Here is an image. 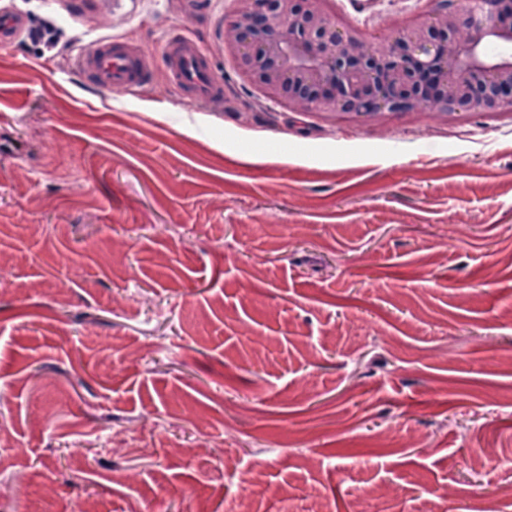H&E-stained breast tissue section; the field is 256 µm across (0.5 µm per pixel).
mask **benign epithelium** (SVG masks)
Returning <instances> with one entry per match:
<instances>
[{"label": "benign epithelium", "instance_id": "obj_1", "mask_svg": "<svg viewBox=\"0 0 512 512\" xmlns=\"http://www.w3.org/2000/svg\"><path fill=\"white\" fill-rule=\"evenodd\" d=\"M224 31L265 97L302 112L512 111V0H440L430 22L372 39L327 0H236Z\"/></svg>", "mask_w": 512, "mask_h": 512}]
</instances>
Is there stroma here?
I'll list each match as a JSON object with an SVG mask.
<instances>
[{"instance_id": "1", "label": "stroma", "mask_w": 512, "mask_h": 512, "mask_svg": "<svg viewBox=\"0 0 512 512\" xmlns=\"http://www.w3.org/2000/svg\"><path fill=\"white\" fill-rule=\"evenodd\" d=\"M0 1V512H512V112L272 102L235 0ZM436 5L326 8L395 36ZM175 29L221 99L169 83ZM114 38L134 93L75 67ZM23 26L21 17L7 8L0 9V43L12 41ZM84 81L99 90L129 91L150 78V65L144 52L130 50L119 40H99L82 51L76 60Z\"/></svg>"}]
</instances>
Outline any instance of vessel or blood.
Instances as JSON below:
<instances>
[{
  "label": "vessel or blood",
  "instance_id": "1",
  "mask_svg": "<svg viewBox=\"0 0 512 512\" xmlns=\"http://www.w3.org/2000/svg\"><path fill=\"white\" fill-rule=\"evenodd\" d=\"M163 63L171 82L195 101L223 96V83L191 37L182 33L170 35L164 43ZM76 66L88 85L110 92L139 88L151 74L145 53L132 51L123 42L112 39L90 45L78 55Z\"/></svg>",
  "mask_w": 512,
  "mask_h": 512
}]
</instances>
